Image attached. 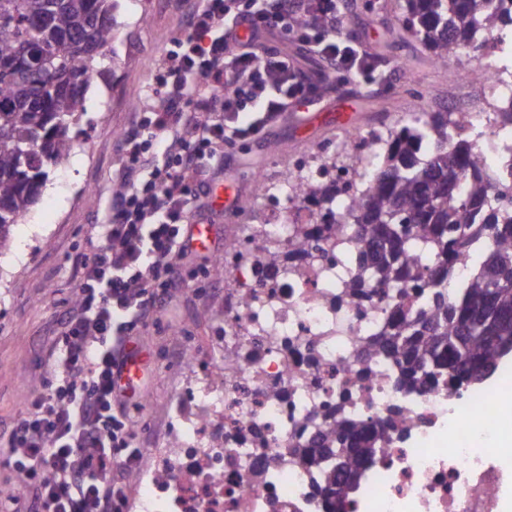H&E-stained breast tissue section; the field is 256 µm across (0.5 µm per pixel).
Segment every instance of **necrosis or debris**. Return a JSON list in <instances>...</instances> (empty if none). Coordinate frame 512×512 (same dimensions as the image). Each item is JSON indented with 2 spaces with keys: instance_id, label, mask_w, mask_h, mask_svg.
<instances>
[{
  "instance_id": "1",
  "label": "necrosis or debris",
  "mask_w": 512,
  "mask_h": 512,
  "mask_svg": "<svg viewBox=\"0 0 512 512\" xmlns=\"http://www.w3.org/2000/svg\"><path fill=\"white\" fill-rule=\"evenodd\" d=\"M512 29L487 34L479 51L486 104L470 112L477 156L512 184V131L498 111L512 106ZM272 204L224 254V334L215 341L224 377L184 354L190 383L171 420L169 445L150 449L148 467L131 476L136 512H506L512 495V448L493 444L512 430L499 394L512 379L484 388L447 383L408 392L393 365L361 377L367 339L387 324L393 303L405 312L423 299L407 289L392 301L377 289L351 296L355 263L341 235L293 194L285 177H256ZM310 254L263 277L266 249L287 250L295 230ZM387 422L399 439L380 448L347 499L319 489V475L299 454L337 413Z\"/></svg>"
}]
</instances>
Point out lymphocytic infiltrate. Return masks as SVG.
<instances>
[{
  "instance_id": "f902f5d3",
  "label": "lymphocytic infiltrate",
  "mask_w": 512,
  "mask_h": 512,
  "mask_svg": "<svg viewBox=\"0 0 512 512\" xmlns=\"http://www.w3.org/2000/svg\"><path fill=\"white\" fill-rule=\"evenodd\" d=\"M345 10L346 0H203L159 63L151 89L157 104L120 139L125 165L111 220L80 257L78 299L62 319L59 364L0 452V465L33 486L39 512H122L119 476L127 462L120 454L135 433L112 378L122 349L170 289L198 278L179 265L188 244L186 201L209 195L207 160L264 135L289 107L320 99L326 76L345 81L379 68L361 45L337 37ZM243 27L253 43L240 40ZM275 34L318 56L317 71L256 45ZM200 80L211 93L197 91ZM158 139L167 155L160 165L150 156Z\"/></svg>"
}]
</instances>
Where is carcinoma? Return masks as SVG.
I'll use <instances>...</instances> for the list:
<instances>
[{
	"label": "carcinoma",
	"instance_id": "1",
	"mask_svg": "<svg viewBox=\"0 0 512 512\" xmlns=\"http://www.w3.org/2000/svg\"><path fill=\"white\" fill-rule=\"evenodd\" d=\"M116 0H0V256L12 227L33 207L49 170L76 147L71 129L85 114L90 79L112 40ZM512 24V0H405L401 25L445 65L480 45L481 36ZM467 112H435L380 138V162L367 186L336 177L291 176L294 191L319 209L347 195L342 232L356 244L353 292L382 288L401 296L417 253L438 263L430 294L410 317L396 310L389 332L371 339L363 364L388 360L396 384L415 391L426 380L477 385L512 355V214L491 204L496 177L473 152ZM486 240L471 278L448 295L454 265ZM308 235L295 234L288 252L269 250L270 267L306 255ZM392 440L384 423L336 419L317 448L303 456L322 468L323 490L354 487L377 449Z\"/></svg>",
	"mask_w": 512,
	"mask_h": 512
}]
</instances>
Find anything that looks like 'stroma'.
Instances as JSON below:
<instances>
[{"label": "stroma", "mask_w": 512, "mask_h": 512, "mask_svg": "<svg viewBox=\"0 0 512 512\" xmlns=\"http://www.w3.org/2000/svg\"><path fill=\"white\" fill-rule=\"evenodd\" d=\"M141 11L137 0H119L114 37L86 94L79 140L91 155L72 154L55 168L38 204L13 227L11 249L0 256V438L7 436L25 410L27 399L42 388L50 372L62 317L77 298V259L95 225L107 223L108 201L120 183L122 161L114 131L126 130L154 103L153 69L186 28L200 0H152ZM344 25L350 38L364 40L369 52L395 63L388 81L360 73L335 83L325 97L334 110L348 112L352 129L387 131L409 119H427L445 103L479 100L458 89L460 61L439 67L427 47L400 30L404 0H349ZM340 131L321 121L305 122L303 108H292L264 139L236 145L232 160L216 181L236 188L241 201L225 211L189 200L190 220L213 228L209 249H189L186 261L199 271L198 283L172 289L136 343L146 359L144 375L129 398L131 425L139 450L162 443L171 405L190 376L180 359L193 349L217 362L211 348L224 322V280L211 263L240 236L243 203L254 196L255 174L297 167L310 153L336 140Z\"/></svg>", "instance_id": "stroma-1"}]
</instances>
